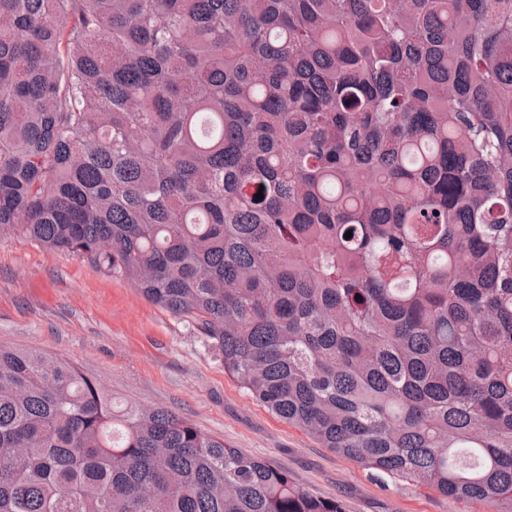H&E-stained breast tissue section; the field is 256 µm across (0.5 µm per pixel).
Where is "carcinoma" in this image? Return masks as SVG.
Wrapping results in <instances>:
<instances>
[{
    "instance_id": "carcinoma-1",
    "label": "carcinoma",
    "mask_w": 512,
    "mask_h": 512,
    "mask_svg": "<svg viewBox=\"0 0 512 512\" xmlns=\"http://www.w3.org/2000/svg\"><path fill=\"white\" fill-rule=\"evenodd\" d=\"M15 229L322 447L512 512V0H0ZM0 512L345 506L0 345Z\"/></svg>"
}]
</instances>
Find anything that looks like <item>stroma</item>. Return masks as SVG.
<instances>
[{
    "instance_id": "35a3bbf8",
    "label": "stroma",
    "mask_w": 512,
    "mask_h": 512,
    "mask_svg": "<svg viewBox=\"0 0 512 512\" xmlns=\"http://www.w3.org/2000/svg\"><path fill=\"white\" fill-rule=\"evenodd\" d=\"M76 362L113 396L165 406L225 445L288 471L298 486L346 512H482L479 504L376 477L275 417L224 371L185 318L125 280L22 233L0 238V345Z\"/></svg>"
}]
</instances>
